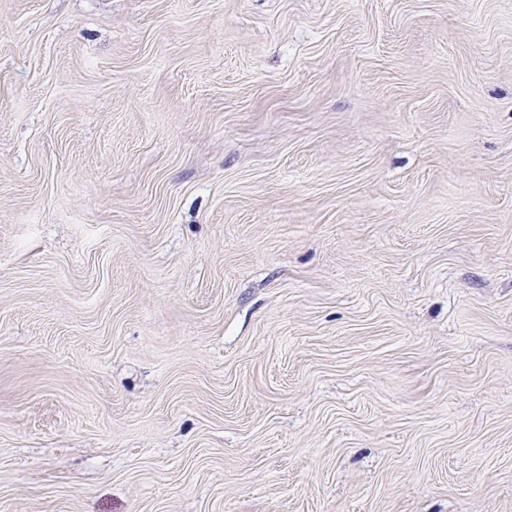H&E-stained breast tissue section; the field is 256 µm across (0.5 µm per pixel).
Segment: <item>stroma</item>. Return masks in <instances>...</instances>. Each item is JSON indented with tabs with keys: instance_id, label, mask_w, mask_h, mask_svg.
Here are the masks:
<instances>
[{
	"instance_id": "1",
	"label": "stroma",
	"mask_w": 512,
	"mask_h": 512,
	"mask_svg": "<svg viewBox=\"0 0 512 512\" xmlns=\"http://www.w3.org/2000/svg\"><path fill=\"white\" fill-rule=\"evenodd\" d=\"M0 512H512V0H0Z\"/></svg>"
}]
</instances>
